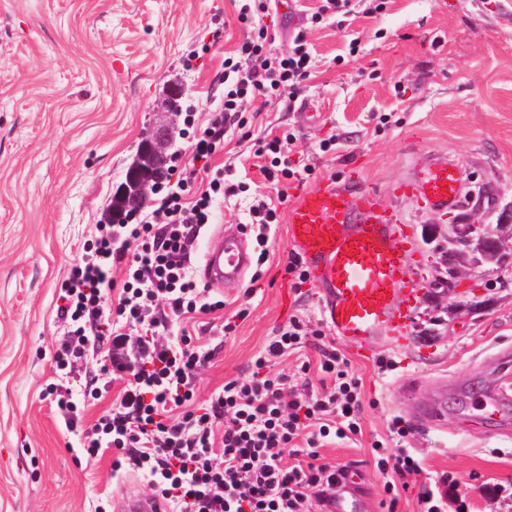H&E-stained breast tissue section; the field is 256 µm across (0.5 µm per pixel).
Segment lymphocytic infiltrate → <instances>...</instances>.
Here are the masks:
<instances>
[{
  "instance_id": "obj_1",
  "label": "lymphocytic infiltrate",
  "mask_w": 512,
  "mask_h": 512,
  "mask_svg": "<svg viewBox=\"0 0 512 512\" xmlns=\"http://www.w3.org/2000/svg\"><path fill=\"white\" fill-rule=\"evenodd\" d=\"M268 0H242L238 19L245 40L224 59V96L206 128L189 145L190 163L171 164L155 189L151 210H132L119 224H100L59 289L62 334L53 354L57 376L46 394L67 432L88 457L114 448V469L147 478L152 495L171 512H319L336 489L342 470L320 450L361 431L360 384L335 350L322 349L320 376L329 387L291 385L273 373L277 360L303 347V320L291 318L254 359L250 372L225 382L205 401L196 399V377L214 357L191 336H167L184 316L223 310L224 302L202 288L192 271L195 244L213 219L216 202L248 192L231 178V166L213 169L195 188L197 163L210 162L226 133L243 128L246 101L256 98L294 109L311 73L307 26L296 27L286 49H275L265 22ZM294 137H260L254 155L276 201L255 196L250 211L259 219L257 264L269 256V232L278 204L299 171L290 159ZM120 279H113V267ZM122 388L94 424L84 425L89 405ZM390 505L421 475L423 462L404 449L387 453L373 445ZM512 491V482L461 488L450 473L422 484L419 512H471L472 493L490 499Z\"/></svg>"
}]
</instances>
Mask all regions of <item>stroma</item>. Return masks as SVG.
<instances>
[{"label":"stroma","instance_id":"35a3bbf8","mask_svg":"<svg viewBox=\"0 0 512 512\" xmlns=\"http://www.w3.org/2000/svg\"><path fill=\"white\" fill-rule=\"evenodd\" d=\"M244 37L234 0H0V512H93L98 498L120 492L115 450L77 461L75 436L43 396L54 379L59 288L143 139L166 123L176 152L186 153L190 136L170 100L206 126L222 98L224 56ZM308 38L318 63L302 102L290 112L258 99L243 115L253 135L293 134V160L313 166L289 183V199L350 173L385 193L410 238L416 293L406 338L365 349L327 333L312 288H295L286 271L287 227L275 224L260 279L224 290L223 318L170 328L205 336L215 352L197 374L198 397L245 374L295 316L325 331L361 385V437L324 453L358 472L370 512H387L371 446L389 442L392 419L412 409L407 379L426 395L434 381L449 384L444 428L412 422L403 442L423 457L425 476L512 482V426L466 409L458 389L512 388L494 362L512 349V0H384L381 12L324 21ZM306 112L317 120L303 122ZM332 135L336 149L322 151ZM414 147L457 160L462 181L482 187L464 214L509 244L504 263L454 246L447 214L405 191ZM211 163L262 180L239 132L225 136ZM448 256L463 295L436 279ZM225 318L235 321L228 334Z\"/></svg>","mask_w":512,"mask_h":512}]
</instances>
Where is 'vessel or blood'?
Returning <instances> with one entry per match:
<instances>
[{
    "mask_svg": "<svg viewBox=\"0 0 512 512\" xmlns=\"http://www.w3.org/2000/svg\"><path fill=\"white\" fill-rule=\"evenodd\" d=\"M414 197L434 211L458 210L465 197L458 163L416 155L408 169ZM381 193L356 179L330 178L302 192L288 208V240L304 263L327 325L338 339L371 348L404 340L410 299L403 292L406 238ZM252 265L246 234L238 225H216L199 263L207 288L238 287ZM468 405L490 417H512V389L467 388ZM446 389L438 387L422 410L433 426L444 424ZM112 512H171L161 499L126 483Z\"/></svg>",
    "mask_w": 512,
    "mask_h": 512,
    "instance_id": "vessel-or-blood-1",
    "label": "vessel or blood"
}]
</instances>
